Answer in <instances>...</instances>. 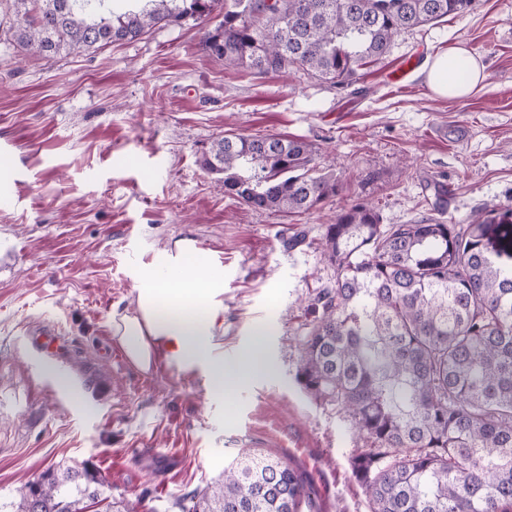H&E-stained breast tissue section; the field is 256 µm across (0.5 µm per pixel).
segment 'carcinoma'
Listing matches in <instances>:
<instances>
[{"label": "carcinoma", "instance_id": "cac0c4a2", "mask_svg": "<svg viewBox=\"0 0 512 512\" xmlns=\"http://www.w3.org/2000/svg\"><path fill=\"white\" fill-rule=\"evenodd\" d=\"M107 0H12V38L45 57L133 40L157 24L224 19L205 47L226 67L302 69L347 85L405 30L476 0H143L108 17ZM204 168L253 208L303 212L341 187L301 139L230 134ZM336 277L311 300L298 381L340 404L363 436L352 459L369 512H512V207L469 224H383L354 203L325 226ZM104 486L88 466L48 468L0 512H88ZM310 503L288 462L242 451L224 478L179 498V512H300Z\"/></svg>", "mask_w": 512, "mask_h": 512}]
</instances>
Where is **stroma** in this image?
<instances>
[{"label":"stroma","instance_id":"35a3bbf8","mask_svg":"<svg viewBox=\"0 0 512 512\" xmlns=\"http://www.w3.org/2000/svg\"><path fill=\"white\" fill-rule=\"evenodd\" d=\"M13 19L0 0V497L87 463L114 500L177 512L255 448L303 473L311 512H369L351 468L363 441L297 380L308 301L334 282L322 234L355 202L386 224L433 216L437 185L446 221L512 206V0L401 33L344 86L225 67L202 46L218 14L53 58L16 48ZM456 45L483 65L482 87L436 96L422 62ZM227 134L304 140L343 189L303 213L246 206L201 165ZM182 239L224 270L216 355L233 362L266 333L269 371L228 400L175 359L144 372L107 357L141 264L165 265ZM43 326L61 333L59 356L30 347Z\"/></svg>","mask_w":512,"mask_h":512}]
</instances>
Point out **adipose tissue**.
Segmentation results:
<instances>
[{"instance_id": "obj_1", "label": "adipose tissue", "mask_w": 512, "mask_h": 512, "mask_svg": "<svg viewBox=\"0 0 512 512\" xmlns=\"http://www.w3.org/2000/svg\"><path fill=\"white\" fill-rule=\"evenodd\" d=\"M461 64L469 71L464 81L456 76ZM422 74L434 94L448 98L469 94L484 78L480 62L462 46L427 58ZM169 268L171 276L165 280L153 264L142 265L136 309L113 313V334L140 370H151L158 356H170L187 367L202 368L211 394L230 397L267 369L261 346L253 344L233 364H225L214 353V339L224 330L223 272L189 241L178 244Z\"/></svg>"}]
</instances>
